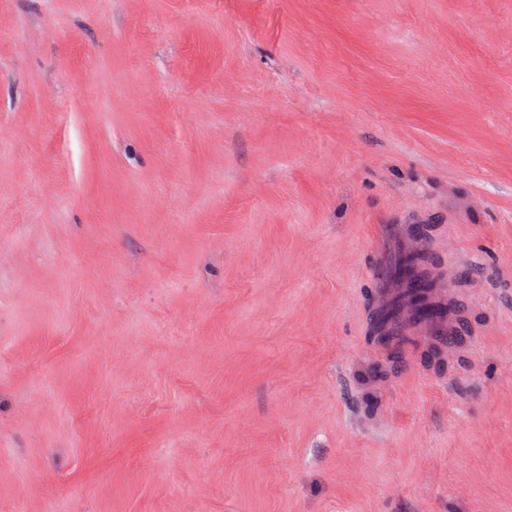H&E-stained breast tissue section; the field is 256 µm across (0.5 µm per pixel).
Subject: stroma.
I'll return each mask as SVG.
<instances>
[{
    "label": "stroma",
    "instance_id": "stroma-1",
    "mask_svg": "<svg viewBox=\"0 0 512 512\" xmlns=\"http://www.w3.org/2000/svg\"><path fill=\"white\" fill-rule=\"evenodd\" d=\"M0 512H512V0H0ZM427 260L424 255L416 256L411 252L405 253L394 268L392 277L401 288H416V284L421 286L419 291L405 289L406 293L402 296V305L397 311L403 309L412 319L427 314L428 296L437 286L428 278L425 272ZM436 319L439 318H427L415 321L408 318H402L393 325L392 331L405 334L406 336H431L437 332L443 333L446 329L445 325H432L425 323Z\"/></svg>",
    "mask_w": 512,
    "mask_h": 512
}]
</instances>
